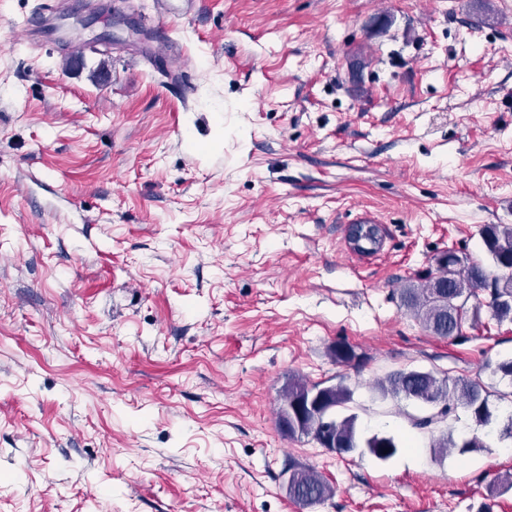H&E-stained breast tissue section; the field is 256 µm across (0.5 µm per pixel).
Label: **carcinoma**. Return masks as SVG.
Here are the masks:
<instances>
[{"label":"carcinoma","instance_id":"carcinoma-1","mask_svg":"<svg viewBox=\"0 0 512 512\" xmlns=\"http://www.w3.org/2000/svg\"><path fill=\"white\" fill-rule=\"evenodd\" d=\"M482 240L501 274L491 278L480 263L448 250L437 258L436 272L419 275L399 289L400 305L431 334L440 338L462 337L467 313L476 318L483 308L499 322L512 321V225L487 224L482 229ZM315 389L316 386L292 376L283 388L282 402L291 403ZM375 389L384 397H403L431 407V413L409 414L407 419L416 430L440 431L436 448L485 447L484 438L489 433L454 438L448 435L449 421L457 418V410L462 408L476 426L486 428L493 420L490 397L495 395L501 401L512 397V392L496 393L468 379L439 378L420 370L393 372L377 381ZM326 394L330 404L325 406L324 414L336 439V449L351 452L364 448L380 461H387L397 453L394 437L379 434L362 437L356 427L357 415H336L337 409L352 401L350 388L339 383L326 388ZM290 470L298 475V482L288 485V495L300 506L309 507L331 496V485L317 470L299 465L291 466Z\"/></svg>","mask_w":512,"mask_h":512}]
</instances>
